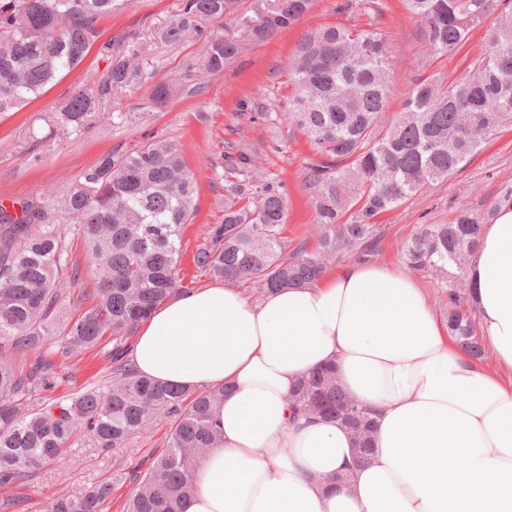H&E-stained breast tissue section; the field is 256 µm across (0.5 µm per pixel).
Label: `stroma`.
<instances>
[{
    "instance_id": "1",
    "label": "stroma",
    "mask_w": 512,
    "mask_h": 512,
    "mask_svg": "<svg viewBox=\"0 0 512 512\" xmlns=\"http://www.w3.org/2000/svg\"><path fill=\"white\" fill-rule=\"evenodd\" d=\"M182 0H126L123 11L105 18L103 41L120 40L131 30L143 36L154 70L151 78L131 91L115 95L100 108L96 121L82 135L47 138L42 113L63 105L73 86L99 79L106 68L105 51L92 48L85 60L59 79L37 100L0 115V203L17 206L45 197H61L78 175L113 149L133 147L159 136L179 146L198 183L196 214L183 232L184 255L180 276L193 287L212 284L210 276L197 271L192 254L209 225L224 216V183L217 167L227 165L238 152L250 154L256 164L288 195L284 235L289 251L313 252L319 244L314 222L315 191L307 174L321 155L301 130L283 125L278 138H271L262 114L286 101L291 91L288 64L307 31L325 25H356L384 33L392 49L394 67L387 112H402L420 72L423 36L407 13L403 0H382L380 14L355 9L341 14L338 0H316L314 6L292 27L270 40L252 43L223 72L211 74L200 65L202 38H188L178 45L161 40L160 34L180 13ZM172 90L161 107L152 102L155 83ZM201 84L200 94H189L190 83ZM140 114L137 122L112 121L111 113ZM512 187V129L500 131L487 147L447 181L423 190L399 209L379 220V243L368 260L404 267L402 244L423 224L448 223L461 210L482 211L505 189ZM112 341L103 338L93 349L75 352L58 366L59 378L53 397L71 395L101 380L112 371ZM171 420L156 422L134 436L116 455L94 448L90 437L63 449L59 457L23 487L0 488V502L23 499L25 512H47L52 499L75 496L85 488L112 477L118 470L148 465L152 454L165 445Z\"/></svg>"
}]
</instances>
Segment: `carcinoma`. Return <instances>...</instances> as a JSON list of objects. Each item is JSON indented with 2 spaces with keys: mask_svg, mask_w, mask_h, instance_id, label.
<instances>
[{
  "mask_svg": "<svg viewBox=\"0 0 512 512\" xmlns=\"http://www.w3.org/2000/svg\"><path fill=\"white\" fill-rule=\"evenodd\" d=\"M125 0H0V114L37 98L60 72L81 64L103 35L104 17ZM431 59L461 49L490 12L487 50L456 77L420 75L405 109L386 115L391 59L378 29L343 25L305 33L296 46L286 105L267 113L271 130L281 119L295 125L324 156L311 167L314 222L320 249L288 253L283 236L288 197L279 182L262 177L254 159L238 154L226 168L224 221L210 225L193 255L212 277L265 291L319 280L345 252L372 250L376 221L428 186L464 168L499 131L512 125V0H405ZM314 0H253L237 13V0H182L181 13L161 33L182 42L199 23L231 17L206 43L202 66L211 73L237 57L247 42H263L296 24ZM140 32L126 35L108 54L102 78L83 83L66 103L45 114L49 133L79 134L112 94L131 90L151 63ZM197 183L179 147L166 139L114 150L80 173L51 204L22 202L21 214L0 206V341L21 353L43 352L20 370L0 354V486L30 482L86 430L94 447L117 453L157 419L174 417L165 448L143 471L118 472L76 497H57L49 512H104L114 483L135 484L126 512H180L194 492L193 472L221 434L213 411L224 389L191 390L138 374L125 344L140 321L184 289L180 278L181 228L194 213ZM512 189L485 211H460L446 224H422L402 246L415 269L444 277L465 269L481 228ZM84 240L94 267L91 309L60 315V278L72 266L68 235ZM448 334L474 359L484 357L474 319L464 302V278L447 285ZM112 338V377L65 400L48 402L56 358ZM304 415L340 418L353 432L355 461L372 452L371 411L352 399L331 369L307 376L289 398Z\"/></svg>",
  "mask_w": 512,
  "mask_h": 512,
  "instance_id": "1",
  "label": "carcinoma"
}]
</instances>
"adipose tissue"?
Instances as JSON below:
<instances>
[{"instance_id":"ef3b65f1","label":"adipose tissue","mask_w":512,"mask_h":512,"mask_svg":"<svg viewBox=\"0 0 512 512\" xmlns=\"http://www.w3.org/2000/svg\"><path fill=\"white\" fill-rule=\"evenodd\" d=\"M468 278L492 369L452 343L414 279L382 264L256 302L216 283L155 310L130 350L135 371L226 390L222 440L180 512H512V209L484 225ZM327 366L375 420L373 455L354 469L351 431L288 403Z\"/></svg>"}]
</instances>
